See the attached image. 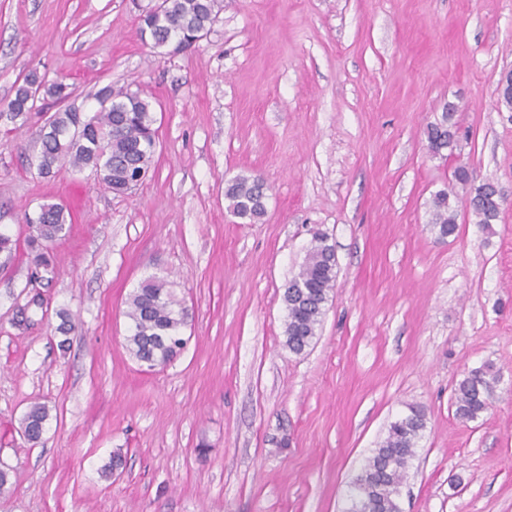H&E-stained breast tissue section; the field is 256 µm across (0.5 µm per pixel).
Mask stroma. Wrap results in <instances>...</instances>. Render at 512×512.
<instances>
[{
    "label": "stroma",
    "instance_id": "1",
    "mask_svg": "<svg viewBox=\"0 0 512 512\" xmlns=\"http://www.w3.org/2000/svg\"><path fill=\"white\" fill-rule=\"evenodd\" d=\"M150 0H0V512H341L391 421L427 424L402 512H512V0H224L199 46L141 40ZM68 85L84 115L104 86L154 107L157 148L128 195L91 169L39 174L40 115L3 119L19 80ZM454 105L465 136L434 154ZM466 165L496 182L491 228L433 199ZM264 178L266 215H232L224 182ZM63 205L52 280L32 277L26 215ZM337 277L318 336L284 344V287L314 231ZM169 282L184 350L148 370L127 301ZM42 307H29L32 297ZM80 324L68 338L59 313ZM499 375L478 419L454 415L471 369ZM50 418L37 444L20 420ZM124 465L104 477L113 451ZM452 112H454V109L448 105L441 119L427 128L429 148L435 154H440L454 141L455 132L452 131L453 124L451 122ZM451 196L455 197L452 189L450 191H440L435 195L434 218L432 229L438 235V238L444 239L452 236L457 231V201H453ZM49 414L45 405L35 403L22 420L23 436L28 442L36 443L45 430Z\"/></svg>",
    "mask_w": 512,
    "mask_h": 512
}]
</instances>
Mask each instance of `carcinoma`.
<instances>
[{
	"label": "carcinoma",
	"mask_w": 512,
	"mask_h": 512,
	"mask_svg": "<svg viewBox=\"0 0 512 512\" xmlns=\"http://www.w3.org/2000/svg\"><path fill=\"white\" fill-rule=\"evenodd\" d=\"M220 10V0H170L164 12L139 17L138 33L155 48L179 52L189 45L192 36L210 30ZM67 89L61 82L48 84L37 71H30L16 85L14 97L7 104L9 119L26 123L36 111L37 100L49 97L61 103L69 97ZM97 101L99 110L88 118L72 108L48 116L41 135L37 169L49 177L67 164L79 170L90 167L110 191L125 194L151 168L156 137L152 103L137 91L115 92L110 86L99 91ZM452 112L453 108H446L441 119L427 128L429 148L435 154L454 141ZM453 195L451 190L435 195L432 229L440 239L457 231ZM224 199L235 217L250 224L259 222L266 213V185L259 177L239 175L225 181ZM467 202L480 224L489 226L500 218L503 201L496 195L491 181L469 188ZM66 224L62 206L47 204L40 208L38 223L28 239L36 267L49 271L45 250L48 244L65 236ZM336 274L334 247L327 236L317 233L301 269L283 292L287 311L285 345L291 352L301 354L314 342ZM126 316L130 321L127 348L139 362L164 367L180 353L185 344L181 331L189 313L165 279L150 277L141 282L129 297ZM498 381L490 365L469 371L454 388L456 418L462 422L478 419L487 410L488 399ZM48 417L46 406L32 405L22 420L24 438L38 442ZM425 428V411L417 406L409 407L407 414L390 423L387 436L355 477L365 488L369 512H401L399 487Z\"/></svg>",
	"instance_id": "carcinoma-1"
}]
</instances>
